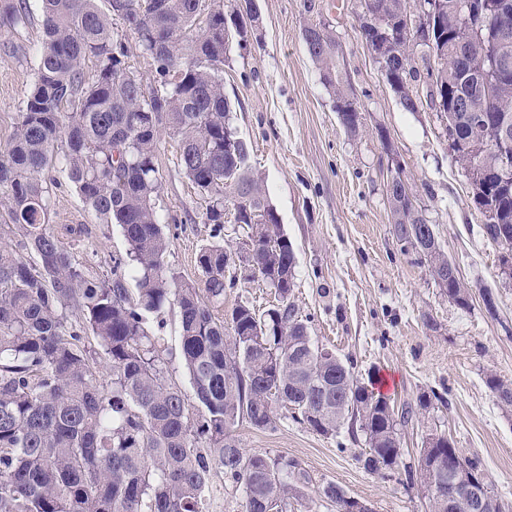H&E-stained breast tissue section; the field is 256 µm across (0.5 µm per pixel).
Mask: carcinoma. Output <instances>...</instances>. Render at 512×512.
<instances>
[{
    "mask_svg": "<svg viewBox=\"0 0 512 512\" xmlns=\"http://www.w3.org/2000/svg\"><path fill=\"white\" fill-rule=\"evenodd\" d=\"M105 2L100 7L99 2ZM41 35L32 90L12 141L0 154V512H206V493L219 473L244 492L243 512H288L303 503L310 476L285 455L248 454L233 429L276 427L273 406L326 437L346 427L361 433L363 466L413 482L417 468L403 460L398 420L385 396L361 382L353 366L311 341L307 320L291 301L296 254L250 164V143L231 121L224 95V61L255 28L227 24L221 0L197 27L200 0H40ZM433 13L435 53L414 66V49L400 37L407 0H361L385 26L366 46L386 57V79L401 105L415 112L420 86L448 114V137L475 157L454 151L462 166L491 173L504 154L493 144L503 113L512 114V71L475 86L474 53L458 51L466 33L448 18L452 0H419ZM150 60L149 77L129 62L127 35ZM30 22L28 0H0V33ZM499 19L488 9L471 25L487 43ZM302 38L334 110L357 135L362 107L342 76L341 44L325 23L303 27ZM461 99L467 108L448 111ZM484 122L475 127L470 114ZM178 144L177 163L205 204L215 241L197 257L199 277L182 281L166 260L168 241L158 217L161 184L156 152L163 135ZM65 167L97 223L116 224L128 262L114 278L88 280L65 243L81 229L49 224L50 169ZM393 234L400 249L446 275L448 300L469 306V289L441 250L401 172L387 183ZM487 217L486 235L512 256V180L489 176L472 196ZM240 213L257 247L253 276L281 288L267 308L240 301L217 314L236 286L234 256L224 246V205ZM129 267L135 291L126 286ZM180 310V357L192 393L165 381L163 314ZM441 459L437 476L454 502L427 499L428 512H471L456 471L472 464L443 435L423 438L418 459ZM319 495L344 512L333 482Z\"/></svg>",
    "mask_w": 512,
    "mask_h": 512,
    "instance_id": "cac0c4a2",
    "label": "carcinoma"
}]
</instances>
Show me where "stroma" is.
Here are the masks:
<instances>
[{"instance_id": "35a3bbf8", "label": "stroma", "mask_w": 512, "mask_h": 512, "mask_svg": "<svg viewBox=\"0 0 512 512\" xmlns=\"http://www.w3.org/2000/svg\"><path fill=\"white\" fill-rule=\"evenodd\" d=\"M256 2L262 23L247 48L232 49L224 91L234 126L253 148L252 169L295 249L292 299L299 314L313 340L351 362L360 377L392 378L387 396L395 408L432 396L428 411L399 429L405 461L416 459L427 434L448 435L512 512V406L499 403L487 385L492 374L512 383V276L471 202L444 113L426 102L415 112L403 108L358 33V0ZM320 21L335 30L364 108L355 136L339 122L301 37L304 25ZM39 36L35 20L0 36V153L32 88ZM177 156L176 143L163 137L159 218L168 264L190 281L213 231ZM394 160L468 287V307L449 302L426 265L397 245L386 198ZM51 177L52 224L82 225L71 245L75 260L87 278L111 277L113 258L126 252L120 227L97 223L64 168L55 167ZM275 414V429L244 424L234 435L246 452L285 455L307 470L306 512H336L318 494L326 481L367 501L373 512H425L420 485L363 468L364 442L316 434L280 407Z\"/></svg>"}]
</instances>
